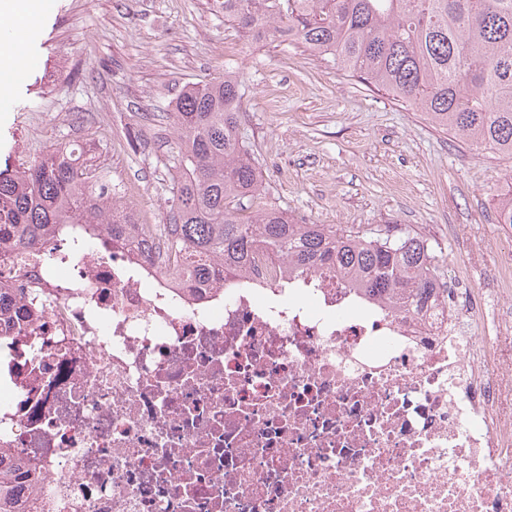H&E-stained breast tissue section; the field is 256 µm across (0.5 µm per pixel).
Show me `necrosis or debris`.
Here are the masks:
<instances>
[{"label":"necrosis or debris","instance_id":"obj_1","mask_svg":"<svg viewBox=\"0 0 512 512\" xmlns=\"http://www.w3.org/2000/svg\"><path fill=\"white\" fill-rule=\"evenodd\" d=\"M282 266L199 285L129 236L0 258L25 512H512V358L466 289L399 313ZM475 332V336H485L500 353H511L512 334L505 336L502 325L492 318L477 322Z\"/></svg>","mask_w":512,"mask_h":512}]
</instances>
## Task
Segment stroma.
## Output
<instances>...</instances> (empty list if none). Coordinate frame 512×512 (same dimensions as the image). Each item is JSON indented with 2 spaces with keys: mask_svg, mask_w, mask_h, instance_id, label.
Masks as SVG:
<instances>
[{
  "mask_svg": "<svg viewBox=\"0 0 512 512\" xmlns=\"http://www.w3.org/2000/svg\"><path fill=\"white\" fill-rule=\"evenodd\" d=\"M20 53L39 59L0 109V164L80 141L125 204L167 221L166 114L190 84L236 67L248 137L269 201L313 224L415 229L442 279L489 289L475 332L499 352L490 315L512 297V225L497 223L512 162L433 128L414 107L280 36L247 42L214 0H54Z\"/></svg>",
  "mask_w": 512,
  "mask_h": 512,
  "instance_id": "obj_1",
  "label": "stroma"
}]
</instances>
